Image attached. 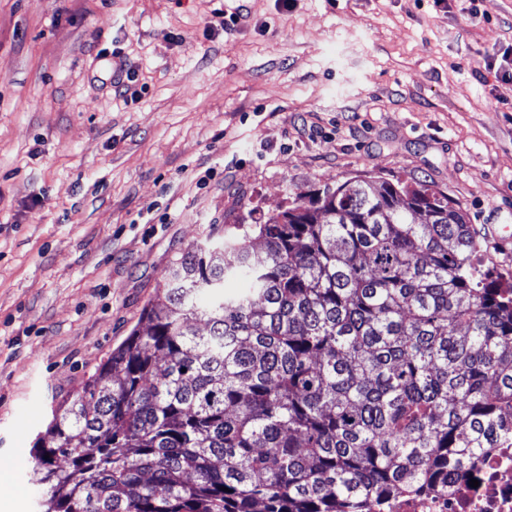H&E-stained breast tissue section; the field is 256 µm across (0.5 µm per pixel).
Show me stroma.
<instances>
[{
	"instance_id": "1",
	"label": "stroma",
	"mask_w": 512,
	"mask_h": 512,
	"mask_svg": "<svg viewBox=\"0 0 512 512\" xmlns=\"http://www.w3.org/2000/svg\"><path fill=\"white\" fill-rule=\"evenodd\" d=\"M0 0V512L188 248L325 186H434L512 279V0ZM240 13L234 27L221 14ZM138 100L116 96L120 63Z\"/></svg>"
}]
</instances>
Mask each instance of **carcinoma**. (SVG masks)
<instances>
[{
  "mask_svg": "<svg viewBox=\"0 0 512 512\" xmlns=\"http://www.w3.org/2000/svg\"><path fill=\"white\" fill-rule=\"evenodd\" d=\"M241 228L52 409L42 512H372L512 446V283L448 196L356 177Z\"/></svg>",
  "mask_w": 512,
  "mask_h": 512,
  "instance_id": "1",
  "label": "carcinoma"
}]
</instances>
